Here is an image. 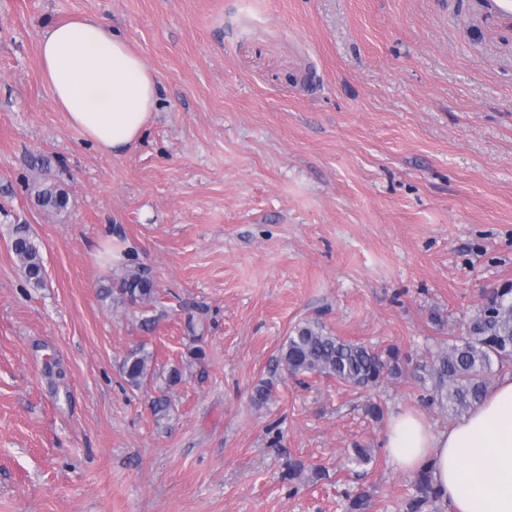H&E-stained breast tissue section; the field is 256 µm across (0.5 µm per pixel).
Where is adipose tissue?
<instances>
[{"label":"adipose tissue","instance_id":"ef3b65f1","mask_svg":"<svg viewBox=\"0 0 512 512\" xmlns=\"http://www.w3.org/2000/svg\"><path fill=\"white\" fill-rule=\"evenodd\" d=\"M37 65L57 109L99 151L137 144L157 107L159 78L109 24L87 16L48 27ZM384 446L403 473L429 468L453 512H512V374L447 430L412 412L394 415Z\"/></svg>","mask_w":512,"mask_h":512}]
</instances>
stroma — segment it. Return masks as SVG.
<instances>
[{"mask_svg":"<svg viewBox=\"0 0 512 512\" xmlns=\"http://www.w3.org/2000/svg\"><path fill=\"white\" fill-rule=\"evenodd\" d=\"M496 2L0 0V512H346L349 489L410 512L387 419L453 414L405 375L374 391V421L279 349L315 321L428 367L512 295V12ZM76 16L160 80L119 155L69 126L37 66L39 32ZM46 179L64 209L38 205ZM129 269L151 303L120 298ZM140 349L136 388L121 366ZM12 252L27 282L39 287L44 281V263L34 241L26 234L12 240Z\"/></svg>","mask_w":512,"mask_h":512,"instance_id":"stroma-1","label":"stroma"}]
</instances>
